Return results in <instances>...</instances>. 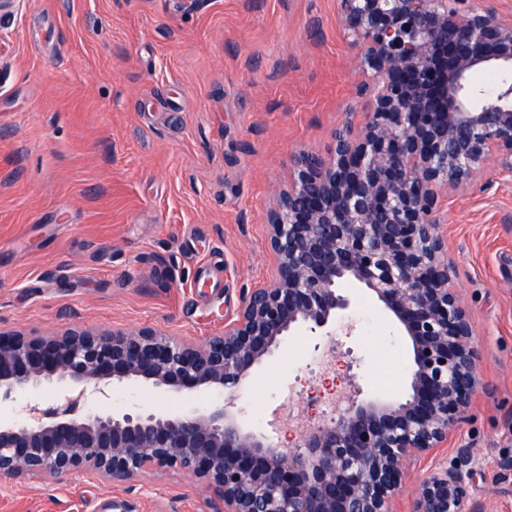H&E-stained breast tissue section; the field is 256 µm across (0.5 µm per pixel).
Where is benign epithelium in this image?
Returning a JSON list of instances; mask_svg holds the SVG:
<instances>
[{
	"instance_id": "benign-epithelium-1",
	"label": "benign epithelium",
	"mask_w": 512,
	"mask_h": 512,
	"mask_svg": "<svg viewBox=\"0 0 512 512\" xmlns=\"http://www.w3.org/2000/svg\"><path fill=\"white\" fill-rule=\"evenodd\" d=\"M473 0H338L360 62L378 79L366 122L345 121L326 155L292 156L271 215L270 283L240 300L224 334L198 343L152 328L0 331V478L59 480L84 471L115 485L148 469L191 473L224 512H393L408 466L448 442L478 386L468 311L453 284L436 210L443 190L490 164L512 172V82L493 92L471 74L512 73V18ZM371 291L411 341V393H345L336 415L301 426L283 448L240 422L232 400L204 411L116 415L112 384L175 392L241 388L297 329L325 331L349 307L340 285ZM65 383L54 403L23 400ZM473 450L423 478L414 512H465Z\"/></svg>"
}]
</instances>
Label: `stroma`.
Returning <instances> with one entry per match:
<instances>
[{
	"label": "stroma",
	"mask_w": 512,
	"mask_h": 512,
	"mask_svg": "<svg viewBox=\"0 0 512 512\" xmlns=\"http://www.w3.org/2000/svg\"><path fill=\"white\" fill-rule=\"evenodd\" d=\"M337 0H15L0 12V329L151 327L204 341L276 270L268 217L300 151L326 154L362 123L371 81ZM437 217L469 311L479 385L447 447L407 470L395 512L434 461L475 452L469 512H512V173L443 193ZM337 324L336 366L297 330L254 367L235 406L272 429L293 396L317 420L333 395L400 400L410 341L363 286ZM217 393L114 384L117 413L205 409ZM0 512H224L205 483L149 470L128 483L76 474L0 479Z\"/></svg>",
	"instance_id": "obj_1"
}]
</instances>
